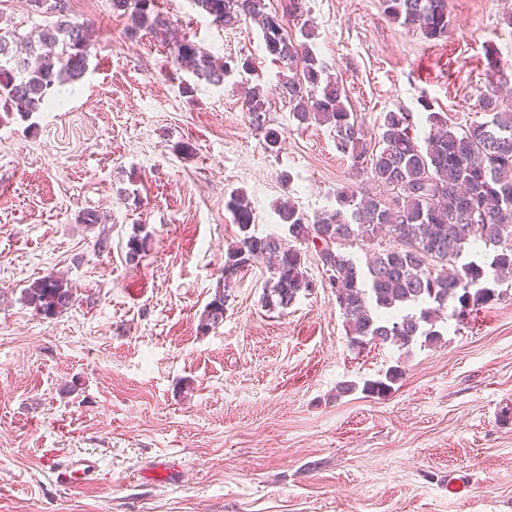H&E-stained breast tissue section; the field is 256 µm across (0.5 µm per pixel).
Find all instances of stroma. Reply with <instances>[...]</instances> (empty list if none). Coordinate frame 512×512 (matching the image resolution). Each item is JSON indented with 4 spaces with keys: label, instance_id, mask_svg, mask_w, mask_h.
<instances>
[{
    "label": "stroma",
    "instance_id": "35a3bbf8",
    "mask_svg": "<svg viewBox=\"0 0 512 512\" xmlns=\"http://www.w3.org/2000/svg\"><path fill=\"white\" fill-rule=\"evenodd\" d=\"M158 4L214 56L251 58L252 73L186 99L153 33L127 35L111 0H69L94 39L75 94L0 123V512H512V286L464 324L439 321L438 342L357 351L309 247L312 294L269 310L255 264L223 323L200 332L239 233L230 194L247 196L257 235L284 239L277 203L321 212L355 175L329 126L293 118L256 23ZM511 12L512 0H448L437 41L380 0H306L304 20L368 131L423 95L460 129L488 118L490 61L512 78ZM257 80L277 152L242 109L239 85ZM88 211L100 223H80ZM137 232L148 245L131 262ZM51 272L76 301L47 319L23 290ZM397 364L388 396L336 393ZM85 454L98 476L57 482Z\"/></svg>",
    "mask_w": 512,
    "mask_h": 512
}]
</instances>
